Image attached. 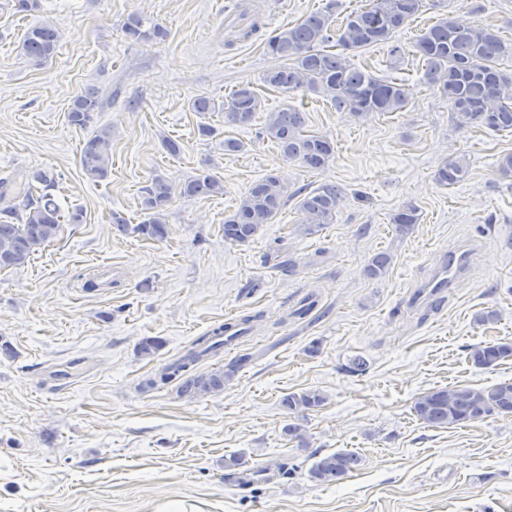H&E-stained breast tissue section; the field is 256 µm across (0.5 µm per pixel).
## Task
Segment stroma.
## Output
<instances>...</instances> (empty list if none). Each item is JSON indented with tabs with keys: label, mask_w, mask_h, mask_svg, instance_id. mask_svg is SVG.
Wrapping results in <instances>:
<instances>
[{
	"label": "stroma",
	"mask_w": 512,
	"mask_h": 512,
	"mask_svg": "<svg viewBox=\"0 0 512 512\" xmlns=\"http://www.w3.org/2000/svg\"><path fill=\"white\" fill-rule=\"evenodd\" d=\"M5 2L0 177L53 173L55 200L82 208L84 221L0 271V512H159L177 498L200 512H512V416L441 428L413 412L434 388L512 381L511 360L482 369L467 359L472 345L512 341V180L492 170L512 152V133L456 128L412 48L446 14L510 40L512 0H425L392 39L400 57L381 46L356 59L413 87L408 105L359 118L262 81L279 64L266 40L326 0H39L29 12ZM132 14L166 38L127 40ZM255 21L259 33L240 38ZM46 22L61 38L39 64L21 43ZM241 84L262 99L251 126L192 110L194 99L219 102ZM89 87L104 97L94 127L112 130L111 173L97 183L80 164L88 133L67 121ZM287 103L304 113L305 131L333 142L324 170L283 161L261 137L267 112ZM203 125L216 135L201 136ZM227 138L244 150L225 153ZM460 155L470 161L466 181L439 183L438 166ZM202 169L222 194L173 195L166 239L133 232L152 177L177 189ZM269 174L287 185L286 206L250 242H225V216ZM324 182L343 190L336 221L303 235L296 192ZM409 202L421 221L402 233L392 216ZM116 213L127 227L113 224ZM461 248L471 253L466 275L422 296L436 257ZM379 253L390 263L373 279L366 268ZM492 310L498 321L480 323ZM245 316L247 334L189 369L223 371L222 390L191 396L180 381L156 384L198 336ZM147 337L163 348L142 355ZM356 358L364 371H351ZM306 390L327 401L302 420L298 440L281 400ZM317 450L362 461L320 485L309 477ZM233 453L258 477H229Z\"/></svg>",
	"instance_id": "1"
}]
</instances>
